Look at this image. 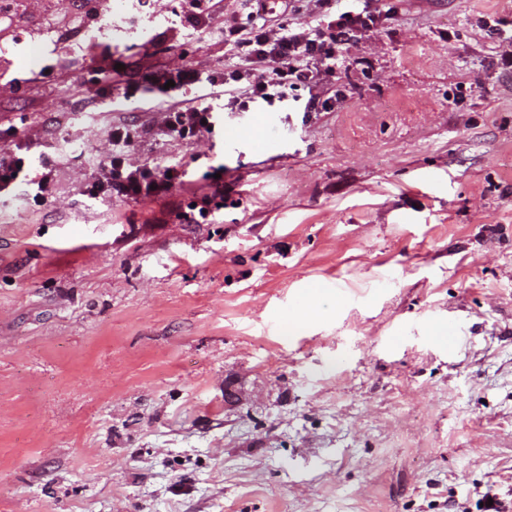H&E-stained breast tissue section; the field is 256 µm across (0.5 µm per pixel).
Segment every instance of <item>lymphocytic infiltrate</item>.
<instances>
[{
	"mask_svg": "<svg viewBox=\"0 0 512 512\" xmlns=\"http://www.w3.org/2000/svg\"><path fill=\"white\" fill-rule=\"evenodd\" d=\"M246 2V24L224 29L235 50L232 64L210 70L188 63L175 68L161 64L137 80L126 77L119 68L115 74L122 79L123 98L135 99L143 89L153 93L157 108L168 115L170 135L188 140L202 132L211 133L218 111L246 112L255 104L285 101L299 90L311 92L319 81L335 75L344 61V49L382 18L372 0H313L314 24L299 28L279 19L289 0ZM137 136L133 128L113 129L115 150L103 164L101 177L87 184V196L161 197L183 182L186 173L179 167L132 163L128 149ZM49 184L48 172L34 174L24 157L10 150L0 152L1 194L28 186L31 201L38 205L44 202Z\"/></svg>",
	"mask_w": 512,
	"mask_h": 512,
	"instance_id": "obj_1",
	"label": "lymphocytic infiltrate"
}]
</instances>
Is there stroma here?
Here are the masks:
<instances>
[{
	"instance_id": "obj_1",
	"label": "stroma",
	"mask_w": 512,
	"mask_h": 512,
	"mask_svg": "<svg viewBox=\"0 0 512 512\" xmlns=\"http://www.w3.org/2000/svg\"><path fill=\"white\" fill-rule=\"evenodd\" d=\"M390 3L347 101L265 109L263 153L224 141L244 112L187 141L86 102L107 56L230 61L240 0L204 27L122 0L92 41L29 0L0 30V150L51 178L0 197V512H512V59L485 30L512 0ZM118 125L183 183L86 199ZM315 284L336 303L287 331Z\"/></svg>"
}]
</instances>
